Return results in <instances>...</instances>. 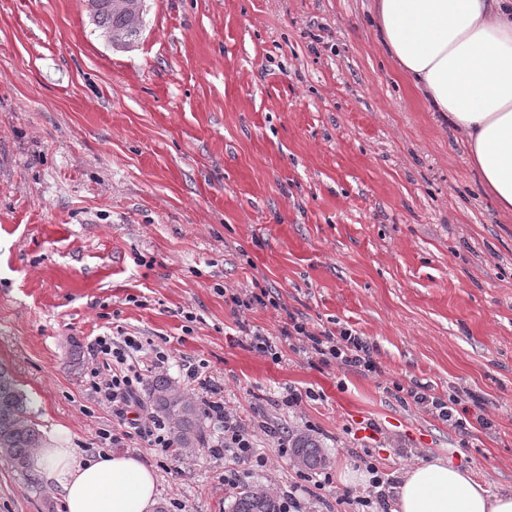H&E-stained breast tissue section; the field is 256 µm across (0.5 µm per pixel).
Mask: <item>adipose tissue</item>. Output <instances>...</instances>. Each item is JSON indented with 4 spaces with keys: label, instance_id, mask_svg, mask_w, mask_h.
<instances>
[{
    "label": "adipose tissue",
    "instance_id": "ef3b65f1",
    "mask_svg": "<svg viewBox=\"0 0 512 512\" xmlns=\"http://www.w3.org/2000/svg\"><path fill=\"white\" fill-rule=\"evenodd\" d=\"M382 44L425 102L462 132L481 184L512 212V0H376ZM30 468L65 512H155L157 476L138 455L87 454L64 441ZM392 512H512V487L490 491L442 458L406 465Z\"/></svg>",
    "mask_w": 512,
    "mask_h": 512
}]
</instances>
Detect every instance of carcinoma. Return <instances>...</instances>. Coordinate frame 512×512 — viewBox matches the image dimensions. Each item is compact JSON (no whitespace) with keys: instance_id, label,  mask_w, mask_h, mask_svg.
I'll use <instances>...</instances> for the list:
<instances>
[{"instance_id":"cac0c4a2","label":"carcinoma","mask_w":512,"mask_h":512,"mask_svg":"<svg viewBox=\"0 0 512 512\" xmlns=\"http://www.w3.org/2000/svg\"><path fill=\"white\" fill-rule=\"evenodd\" d=\"M142 23L143 0L135 3L133 13L119 8L109 10L103 6L95 21L97 28H112L129 46L139 38ZM171 388L172 381L166 376L152 380L150 398L153 409L173 425L178 447L195 448L204 443L201 422L204 409L183 392L172 395ZM42 444V436L28 416L24 395L9 372L0 367V454L17 472L24 474L28 471L31 453ZM291 448L309 470H316L326 462L319 442L306 433L295 434ZM231 512H280V509L276 497L243 488L235 494Z\"/></svg>"}]
</instances>
